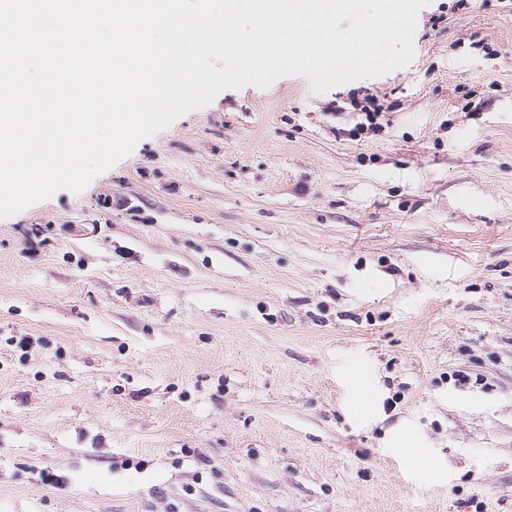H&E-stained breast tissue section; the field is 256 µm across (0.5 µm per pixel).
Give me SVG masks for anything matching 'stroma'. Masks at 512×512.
<instances>
[{
  "instance_id": "35a3bbf8",
  "label": "stroma",
  "mask_w": 512,
  "mask_h": 512,
  "mask_svg": "<svg viewBox=\"0 0 512 512\" xmlns=\"http://www.w3.org/2000/svg\"><path fill=\"white\" fill-rule=\"evenodd\" d=\"M414 47L0 219V512H512V0Z\"/></svg>"
}]
</instances>
